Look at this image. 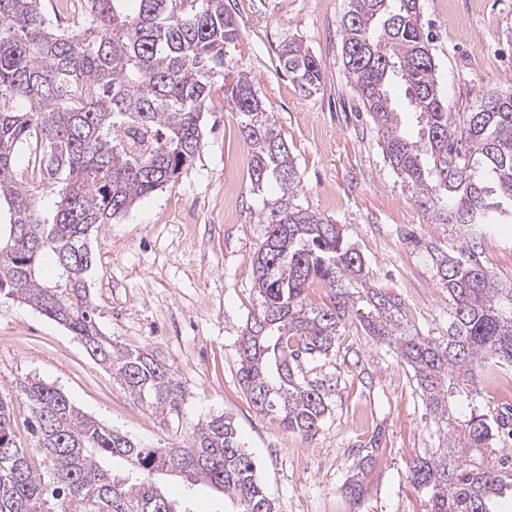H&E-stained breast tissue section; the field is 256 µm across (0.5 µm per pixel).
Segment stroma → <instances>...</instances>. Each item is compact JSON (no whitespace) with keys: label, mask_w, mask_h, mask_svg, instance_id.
Returning <instances> with one entry per match:
<instances>
[{"label":"stroma","mask_w":512,"mask_h":512,"mask_svg":"<svg viewBox=\"0 0 512 512\" xmlns=\"http://www.w3.org/2000/svg\"><path fill=\"white\" fill-rule=\"evenodd\" d=\"M240 35L235 66L253 77L272 110L302 177L299 201L343 224L374 280L401 298L422 332L444 335L448 295L430 257L413 238L456 250L446 224H426L407 188L385 162L370 117L354 103L341 60L340 20L349 0H224ZM437 78L448 109L464 112L481 91L512 80V0H422ZM303 40L319 60L324 84L301 95L279 66L278 48ZM204 148L179 179L141 199L91 241L89 273L97 321L105 335L147 349L186 383L178 419L160 421L133 400L66 327L31 306L0 301V392L12 395L13 435L33 444L31 410L17 393L23 380L62 391L80 410L141 446L187 439L206 417L231 413L276 512H423L424 492L408 464L435 447L407 367L387 348L357 339L363 381L338 385L333 411L305 439L250 405L239 383V339L259 304L254 254L263 240L262 199L249 189L250 155L239 115L215 82L203 116ZM237 184L238 210L224 220V180ZM485 266L512 281V224L492 225L483 239ZM381 438V459L365 478L367 492L350 504L343 485L360 440Z\"/></svg>","instance_id":"obj_1"}]
</instances>
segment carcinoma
I'll return each instance as SVG.
<instances>
[{
  "instance_id": "1",
  "label": "carcinoma",
  "mask_w": 512,
  "mask_h": 512,
  "mask_svg": "<svg viewBox=\"0 0 512 512\" xmlns=\"http://www.w3.org/2000/svg\"><path fill=\"white\" fill-rule=\"evenodd\" d=\"M43 2L0 0V300L67 327L160 420L179 414L182 379L100 330L88 240L191 165L220 77L250 153L251 191H273L254 258L260 304L239 345L240 384L253 408L290 433L314 437L339 382L315 371L341 355L363 375L354 344L342 340L348 330L359 333L404 362L432 418L438 445L408 466L410 483L428 493L425 512H495L512 490V459L496 447L509 421L486 413L461 419L455 407L495 393L512 372V283L481 261L482 228L512 223V85L479 95L466 112L448 111L421 0H349L341 58L358 107L422 220L450 225L460 241L455 254L431 241L423 246L448 293L447 333L430 336L370 277L343 225L297 203L301 176L274 113L248 72L227 60L239 33L224 0H80L85 24L76 33L50 27ZM279 61L302 93L321 88V64L302 40L282 42ZM398 82L414 131L392 97ZM21 154L30 168L24 179L15 173ZM43 181L61 185L50 219L30 202L32 185ZM47 259L57 271L51 283L40 278ZM315 287L326 289L325 299L312 300ZM20 391L48 470L38 471L30 449L16 445L12 398L0 393V512H181L161 486L173 473L224 495L232 512H275L228 414L198 422L182 443L144 448L54 387L28 380ZM380 451L374 434L360 442L345 482L351 499L364 497V476Z\"/></svg>"
}]
</instances>
